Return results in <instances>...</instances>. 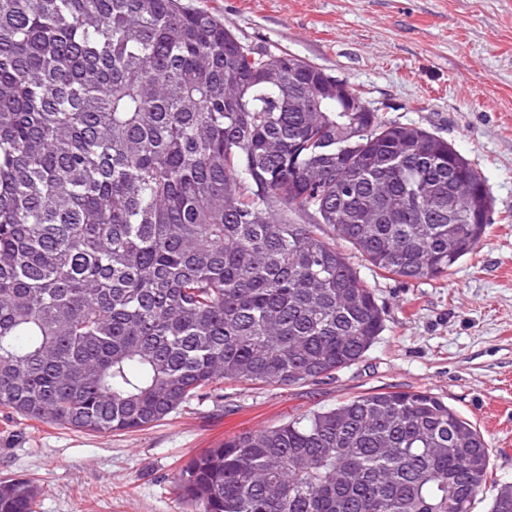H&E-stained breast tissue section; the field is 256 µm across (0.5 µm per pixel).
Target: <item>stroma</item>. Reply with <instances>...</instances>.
I'll use <instances>...</instances> for the list:
<instances>
[{"label":"stroma","mask_w":512,"mask_h":512,"mask_svg":"<svg viewBox=\"0 0 512 512\" xmlns=\"http://www.w3.org/2000/svg\"><path fill=\"white\" fill-rule=\"evenodd\" d=\"M242 42L324 68L384 119L448 140L485 178L493 224L448 277L407 281L343 252L384 308L356 364L320 383L228 384L143 431L99 436L0 411V479L40 489L35 512H191L192 455L381 390L429 391L483 435L512 483V0H182Z\"/></svg>","instance_id":"1"}]
</instances>
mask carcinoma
Here are the masks:
<instances>
[{
	"label": "carcinoma",
	"mask_w": 512,
	"mask_h": 512,
	"mask_svg": "<svg viewBox=\"0 0 512 512\" xmlns=\"http://www.w3.org/2000/svg\"><path fill=\"white\" fill-rule=\"evenodd\" d=\"M481 172L180 0H0V409L133 432L223 382L332 379L405 280L479 248ZM331 236H324L323 227ZM486 441L429 391L349 399L191 456L196 512H470ZM38 488L0 481V512ZM489 512H512V485Z\"/></svg>",
	"instance_id": "cac0c4a2"
}]
</instances>
